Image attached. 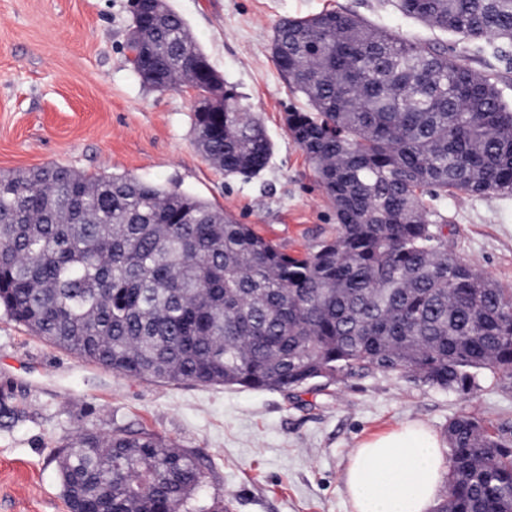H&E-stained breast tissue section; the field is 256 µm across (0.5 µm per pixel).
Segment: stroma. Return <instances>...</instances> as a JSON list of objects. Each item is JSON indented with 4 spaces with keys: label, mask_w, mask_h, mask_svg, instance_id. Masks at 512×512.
<instances>
[{
    "label": "stroma",
    "mask_w": 512,
    "mask_h": 512,
    "mask_svg": "<svg viewBox=\"0 0 512 512\" xmlns=\"http://www.w3.org/2000/svg\"><path fill=\"white\" fill-rule=\"evenodd\" d=\"M129 2L0 0V173L56 162L175 181L295 254L335 236L336 221L287 131V112L306 102L271 56L274 24L339 9L459 54L468 48L403 16L396 0H169L273 143L264 171L232 178L194 145L192 92L146 88L127 62ZM434 205L448 217L451 249L512 288V198L461 194ZM0 386L25 411L0 427V512H68L58 460L82 429L106 437L144 428L196 450L209 466L196 499L232 501L233 512H351L343 486L351 452L406 421L442 437L466 413L512 436V388L487 372L465 392L383 371L288 391L174 385L79 360L1 315Z\"/></svg>",
    "instance_id": "obj_1"
}]
</instances>
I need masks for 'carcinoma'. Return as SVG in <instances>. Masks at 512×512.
Here are the masks:
<instances>
[{
  "instance_id": "obj_1",
  "label": "carcinoma",
  "mask_w": 512,
  "mask_h": 512,
  "mask_svg": "<svg viewBox=\"0 0 512 512\" xmlns=\"http://www.w3.org/2000/svg\"><path fill=\"white\" fill-rule=\"evenodd\" d=\"M398 10L512 55V0H398ZM152 59L141 83L195 103L194 142L226 176L269 164L260 118L229 87L185 20L137 18ZM272 57L308 108L288 133L332 202L336 238L299 255L183 190L129 173L51 163L0 174V314L126 377L291 390L372 371L467 391L478 371L512 379V289L461 259L431 202L512 197V104L469 57L392 34L356 14L282 17ZM0 389V426L23 418ZM204 459L141 430H84L59 475L69 512H224L192 500ZM448 492L435 512H512V440L471 415L448 423Z\"/></svg>"
}]
</instances>
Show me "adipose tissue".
I'll list each match as a JSON object with an SVG mask.
<instances>
[{
    "mask_svg": "<svg viewBox=\"0 0 512 512\" xmlns=\"http://www.w3.org/2000/svg\"><path fill=\"white\" fill-rule=\"evenodd\" d=\"M439 448L418 421L361 442L343 476L352 512H430L443 487Z\"/></svg>",
    "mask_w": 512,
    "mask_h": 512,
    "instance_id": "1",
    "label": "adipose tissue"
}]
</instances>
